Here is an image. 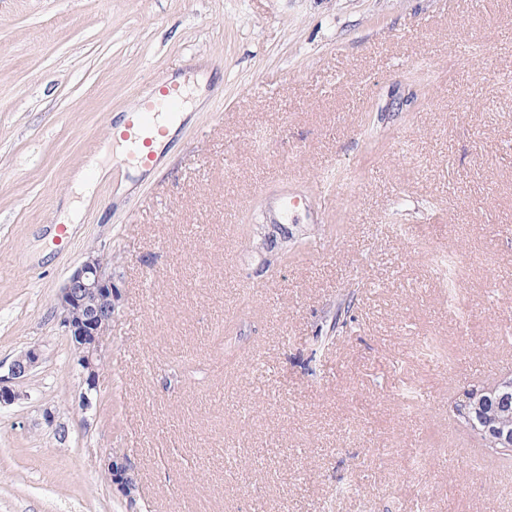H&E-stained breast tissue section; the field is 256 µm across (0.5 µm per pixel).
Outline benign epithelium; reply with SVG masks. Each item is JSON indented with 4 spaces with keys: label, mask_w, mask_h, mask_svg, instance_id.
Returning <instances> with one entry per match:
<instances>
[{
    "label": "benign epithelium",
    "mask_w": 512,
    "mask_h": 512,
    "mask_svg": "<svg viewBox=\"0 0 512 512\" xmlns=\"http://www.w3.org/2000/svg\"><path fill=\"white\" fill-rule=\"evenodd\" d=\"M108 264L107 257L100 250L90 251L55 297L60 326L69 336L73 360L81 377L76 410L82 413L92 409L97 400L102 339L116 318L120 299L119 289L107 271ZM42 359L43 351L36 345L27 347L13 359L8 375H0V406L11 405L24 398L16 383L30 375ZM103 468L110 485L121 493L128 506H135L137 481L126 457L109 455L103 460Z\"/></svg>",
    "instance_id": "benign-epithelium-1"
}]
</instances>
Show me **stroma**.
Segmentation results:
<instances>
[{
	"label": "stroma",
	"instance_id": "stroma-1",
	"mask_svg": "<svg viewBox=\"0 0 512 512\" xmlns=\"http://www.w3.org/2000/svg\"><path fill=\"white\" fill-rule=\"evenodd\" d=\"M171 75L202 102L117 196L115 116ZM285 174L335 208L275 222ZM93 248L121 297L83 414L54 298ZM508 326L512 0H0V372L44 352L0 407V512H127L115 451L137 512H512L448 414L512 373ZM108 169H105L101 163L100 158L97 155H93L87 158L85 166L82 170L74 176L73 183L77 193L81 195V201H75L71 205L70 220L76 224L78 222V211L81 205L86 202L88 204L92 199L93 185L89 181L87 174L94 172L98 177L105 174ZM103 468L110 486L115 487L127 501L129 508L136 505L137 481L135 472L124 455H109L103 460Z\"/></svg>",
	"mask_w": 512,
	"mask_h": 512
}]
</instances>
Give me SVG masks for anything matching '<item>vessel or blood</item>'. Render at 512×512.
<instances>
[{
	"instance_id": "obj_1",
	"label": "vessel or blood",
	"mask_w": 512,
	"mask_h": 512,
	"mask_svg": "<svg viewBox=\"0 0 512 512\" xmlns=\"http://www.w3.org/2000/svg\"><path fill=\"white\" fill-rule=\"evenodd\" d=\"M158 94L141 100L129 113L120 137L127 146L124 160L127 164H145L151 161V147L158 136L164 135L161 124L164 117L179 112L184 105L185 83L162 77L156 81Z\"/></svg>"
}]
</instances>
